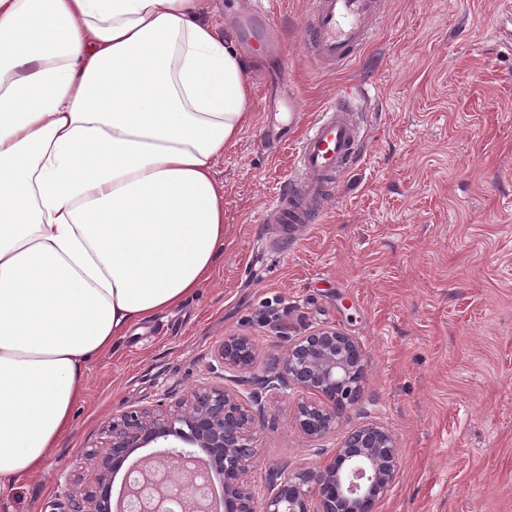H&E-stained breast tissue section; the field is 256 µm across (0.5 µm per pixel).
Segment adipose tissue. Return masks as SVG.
Masks as SVG:
<instances>
[{
	"label": "adipose tissue",
	"mask_w": 512,
	"mask_h": 512,
	"mask_svg": "<svg viewBox=\"0 0 512 512\" xmlns=\"http://www.w3.org/2000/svg\"><path fill=\"white\" fill-rule=\"evenodd\" d=\"M204 0H0V495L90 362L211 278L215 165L252 120Z\"/></svg>",
	"instance_id": "1"
}]
</instances>
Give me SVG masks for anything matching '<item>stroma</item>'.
I'll use <instances>...</instances> for the list:
<instances>
[{"mask_svg": "<svg viewBox=\"0 0 512 512\" xmlns=\"http://www.w3.org/2000/svg\"><path fill=\"white\" fill-rule=\"evenodd\" d=\"M269 6L284 51L263 59L265 78L249 74L253 121L215 166L225 236L211 280L90 364L70 430L0 512H67L95 489L108 419L200 385L253 402L257 497L270 470L317 465L374 420L399 448L375 512H512V12L504 0H383L361 53L333 68L300 47L309 0ZM343 83L369 90L362 157L321 223L279 239L265 205L295 173L294 140ZM266 128L278 147L262 143ZM324 326L360 342L366 378L362 402L315 441L294 423L298 392L258 381ZM239 335L258 350L248 371L216 358Z\"/></svg>", "mask_w": 512, "mask_h": 512, "instance_id": "1", "label": "stroma"}]
</instances>
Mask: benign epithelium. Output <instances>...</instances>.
Returning a JSON list of instances; mask_svg holds the SVG:
<instances>
[{
    "instance_id": "benign-epithelium-1",
    "label": "benign epithelium",
    "mask_w": 512,
    "mask_h": 512,
    "mask_svg": "<svg viewBox=\"0 0 512 512\" xmlns=\"http://www.w3.org/2000/svg\"><path fill=\"white\" fill-rule=\"evenodd\" d=\"M222 363L240 370L253 367L256 349L248 336L224 341ZM269 387L298 386L317 396L298 403L294 421L308 437L322 439L335 430L339 415L363 397L365 355L359 342L332 328H319L288 345L275 362ZM253 413L235 394L219 387L192 389L173 409H132L106 425L107 442L98 455L95 491L69 512H112L114 474L137 450L151 444L170 446L177 466L147 461L129 485L128 501L138 512H207L205 497L186 499L170 492L179 480L188 484L199 474L211 481L199 453L219 462L224 512H374L398 474V448L384 426L365 422L350 432L333 456L318 467L295 474H271V489L257 499L248 474L258 458L252 441Z\"/></svg>"
}]
</instances>
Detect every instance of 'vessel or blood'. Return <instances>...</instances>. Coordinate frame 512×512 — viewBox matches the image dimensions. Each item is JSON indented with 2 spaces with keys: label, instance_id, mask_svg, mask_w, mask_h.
Listing matches in <instances>:
<instances>
[{
  "label": "vessel or blood",
  "instance_id": "1",
  "mask_svg": "<svg viewBox=\"0 0 512 512\" xmlns=\"http://www.w3.org/2000/svg\"><path fill=\"white\" fill-rule=\"evenodd\" d=\"M379 11V0H310L301 41L316 60L345 65L365 46ZM364 94V89L350 85L337 89L297 139L298 175L267 206V221L278 225L280 236L317 222L323 195L358 162L362 135L352 105Z\"/></svg>",
  "mask_w": 512,
  "mask_h": 512
}]
</instances>
